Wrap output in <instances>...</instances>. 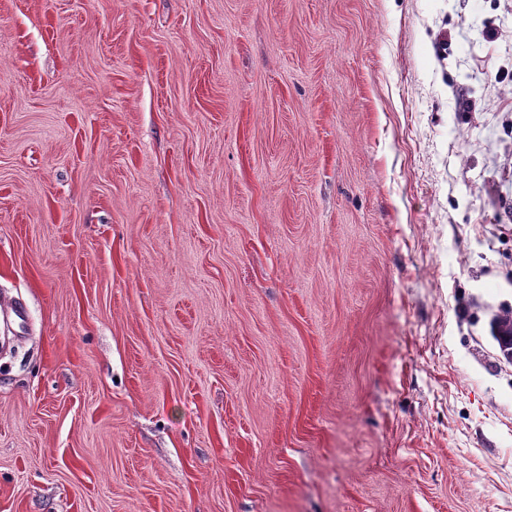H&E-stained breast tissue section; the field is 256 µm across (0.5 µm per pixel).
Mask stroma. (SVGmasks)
Segmentation results:
<instances>
[{"instance_id": "obj_1", "label": "stroma", "mask_w": 512, "mask_h": 512, "mask_svg": "<svg viewBox=\"0 0 512 512\" xmlns=\"http://www.w3.org/2000/svg\"><path fill=\"white\" fill-rule=\"evenodd\" d=\"M1 293L0 512H512V0H0ZM492 339L496 342L502 358L512 355V309H502L490 322Z\"/></svg>"}]
</instances>
